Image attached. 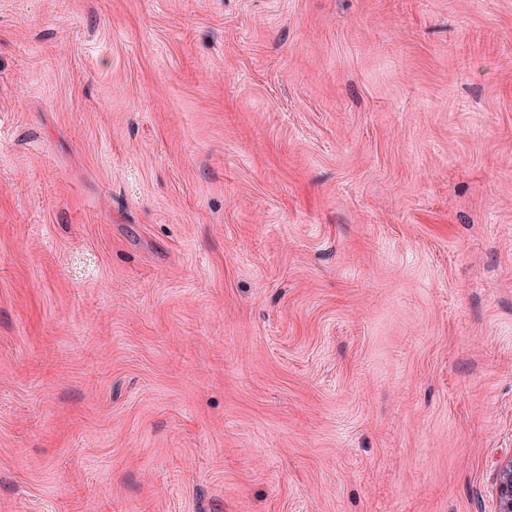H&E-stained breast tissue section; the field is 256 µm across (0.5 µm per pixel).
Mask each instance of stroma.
<instances>
[{
  "label": "stroma",
  "mask_w": 512,
  "mask_h": 512,
  "mask_svg": "<svg viewBox=\"0 0 512 512\" xmlns=\"http://www.w3.org/2000/svg\"><path fill=\"white\" fill-rule=\"evenodd\" d=\"M512 0H0V512H494Z\"/></svg>",
  "instance_id": "obj_1"
}]
</instances>
